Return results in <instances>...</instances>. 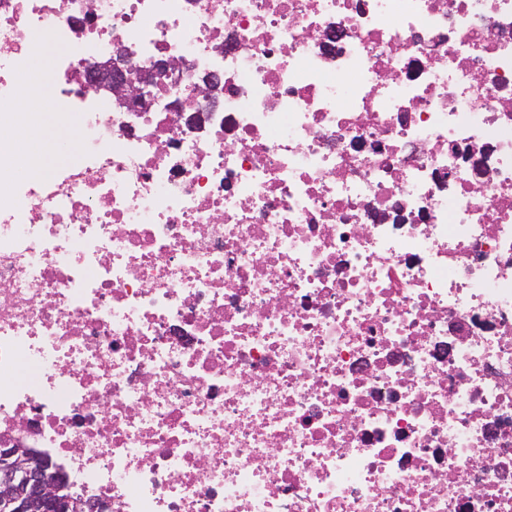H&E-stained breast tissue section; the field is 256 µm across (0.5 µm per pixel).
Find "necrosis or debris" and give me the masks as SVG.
Here are the masks:
<instances>
[{"mask_svg": "<svg viewBox=\"0 0 512 512\" xmlns=\"http://www.w3.org/2000/svg\"><path fill=\"white\" fill-rule=\"evenodd\" d=\"M47 47L84 156L29 179ZM0 447L108 512H512V0H0ZM146 83L131 69L128 59L119 57L97 62L90 86L96 92L106 90L113 93L118 106L139 111L151 105L145 93Z\"/></svg>", "mask_w": 512, "mask_h": 512, "instance_id": "necrosis-or-debris-1", "label": "necrosis or debris"}]
</instances>
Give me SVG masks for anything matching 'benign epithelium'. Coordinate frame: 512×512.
<instances>
[{
	"mask_svg": "<svg viewBox=\"0 0 512 512\" xmlns=\"http://www.w3.org/2000/svg\"><path fill=\"white\" fill-rule=\"evenodd\" d=\"M90 86L113 93L120 107L138 111L151 105L146 81L138 77L125 58L101 61L93 68ZM68 481L59 473L47 474L32 448L0 447V512H101L91 500L72 503L62 495Z\"/></svg>",
	"mask_w": 512,
	"mask_h": 512,
	"instance_id": "7a95c632",
	"label": "benign epithelium"
}]
</instances>
